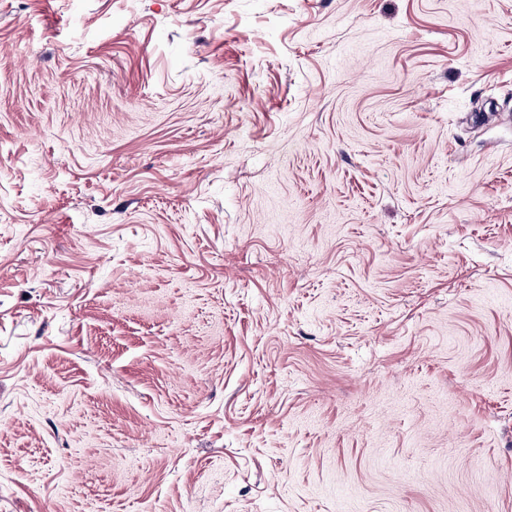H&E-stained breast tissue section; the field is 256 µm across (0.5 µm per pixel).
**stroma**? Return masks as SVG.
<instances>
[{
	"mask_svg": "<svg viewBox=\"0 0 512 512\" xmlns=\"http://www.w3.org/2000/svg\"><path fill=\"white\" fill-rule=\"evenodd\" d=\"M0 512H512V0H0Z\"/></svg>",
	"mask_w": 512,
	"mask_h": 512,
	"instance_id": "obj_1",
	"label": "stroma"
}]
</instances>
